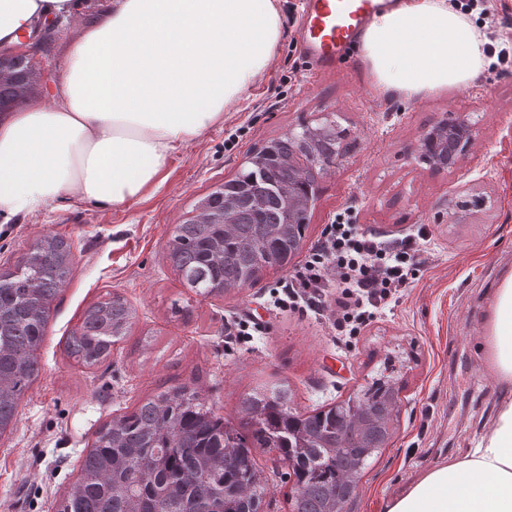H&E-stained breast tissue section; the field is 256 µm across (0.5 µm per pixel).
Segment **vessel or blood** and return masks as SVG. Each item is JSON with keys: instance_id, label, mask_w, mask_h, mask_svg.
<instances>
[{"instance_id": "1", "label": "vessel or blood", "mask_w": 512, "mask_h": 512, "mask_svg": "<svg viewBox=\"0 0 512 512\" xmlns=\"http://www.w3.org/2000/svg\"><path fill=\"white\" fill-rule=\"evenodd\" d=\"M382 6V0H305L299 16L303 50L319 69L335 67Z\"/></svg>"}]
</instances>
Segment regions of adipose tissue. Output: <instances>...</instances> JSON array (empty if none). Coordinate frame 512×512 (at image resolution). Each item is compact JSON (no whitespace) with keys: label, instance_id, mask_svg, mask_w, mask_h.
I'll use <instances>...</instances> for the list:
<instances>
[{"label":"adipose tissue","instance_id":"adipose-tissue-1","mask_svg":"<svg viewBox=\"0 0 512 512\" xmlns=\"http://www.w3.org/2000/svg\"><path fill=\"white\" fill-rule=\"evenodd\" d=\"M76 0H0V45L65 19ZM276 0H108L69 46L52 104L0 114V220L69 199L119 205L170 156L223 121L273 58ZM363 64L382 94L420 96L474 81L486 63L475 25L448 0H407L374 16ZM482 347L512 387V272L501 280ZM385 512H512V398L461 458L423 471Z\"/></svg>","mask_w":512,"mask_h":512}]
</instances>
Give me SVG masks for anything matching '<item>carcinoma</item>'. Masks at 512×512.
Here are the masks:
<instances>
[{
	"instance_id": "obj_1",
	"label": "carcinoma",
	"mask_w": 512,
	"mask_h": 512,
	"mask_svg": "<svg viewBox=\"0 0 512 512\" xmlns=\"http://www.w3.org/2000/svg\"><path fill=\"white\" fill-rule=\"evenodd\" d=\"M7 61L15 77L0 81V112L23 104L41 81L27 55ZM341 140L334 120L271 139L233 179L200 198L193 210L207 209L213 223L201 224L196 215L186 219L169 253L184 284L210 295L288 266L306 236V203L314 201L321 173L316 167L304 175L292 159L333 160ZM224 216L231 224L219 223ZM69 274V249L55 237L36 244L16 270L0 272V434L38 376L35 351ZM133 315L118 295L92 305L69 337V352L88 366L105 360L127 335ZM398 407V390L383 375L311 414L292 408L283 387L244 399L233 428L195 392L177 387L100 429L57 512H262L266 483L256 448L275 449L291 468L290 512H336L337 504L353 499L369 461L387 447Z\"/></svg>"
}]
</instances>
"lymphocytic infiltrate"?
Returning a JSON list of instances; mask_svg holds the SVG:
<instances>
[{
    "label": "lymphocytic infiltrate",
    "instance_id": "f902f5d3",
    "mask_svg": "<svg viewBox=\"0 0 512 512\" xmlns=\"http://www.w3.org/2000/svg\"><path fill=\"white\" fill-rule=\"evenodd\" d=\"M419 267L413 239H380L363 231L346 211L280 283L274 306L303 315L331 312L336 332L353 336L413 282Z\"/></svg>",
    "mask_w": 512,
    "mask_h": 512
}]
</instances>
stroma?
I'll return each mask as SVG.
<instances>
[{
	"instance_id": "obj_1",
	"label": "stroma",
	"mask_w": 512,
	"mask_h": 512,
	"mask_svg": "<svg viewBox=\"0 0 512 512\" xmlns=\"http://www.w3.org/2000/svg\"><path fill=\"white\" fill-rule=\"evenodd\" d=\"M103 3L83 0L46 46L26 43L23 52L58 80L66 43ZM278 7L283 24L270 67L223 122L170 157L141 197L120 206L58 202L0 223V269L48 237L64 239L71 252V274L36 352L39 375L0 434V512H56L98 430L179 386L235 424L254 391L288 386L292 406L309 412L345 400L392 360L401 399L395 432L364 470L347 512H382L417 473L465 453L496 408L500 394L479 345L493 293L512 270V72L484 70L468 86L425 97L382 95L361 58L315 71L290 21L298 0H278ZM452 113L476 135L457 167L437 168L422 159L419 142ZM326 119L337 120L348 150L318 179L293 265L346 208L364 231L385 239L426 232L415 280L347 343L337 342L327 319L272 307L283 272L204 297L168 259L177 225L199 198L233 178L268 140ZM463 197L484 205L449 221V200ZM115 294L135 310L131 330L105 362L85 366L68 355L66 341L89 306ZM247 314L264 331L227 342L226 321Z\"/></svg>"
}]
</instances>
